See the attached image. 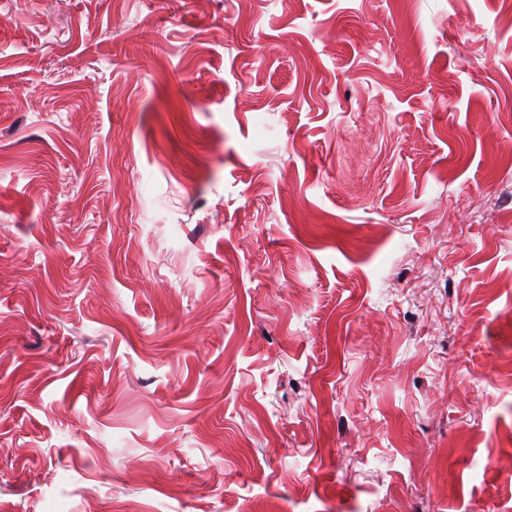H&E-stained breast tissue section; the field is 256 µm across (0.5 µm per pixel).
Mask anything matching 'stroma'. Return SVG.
<instances>
[{
	"mask_svg": "<svg viewBox=\"0 0 512 512\" xmlns=\"http://www.w3.org/2000/svg\"><path fill=\"white\" fill-rule=\"evenodd\" d=\"M505 0H0V512H512Z\"/></svg>",
	"mask_w": 512,
	"mask_h": 512,
	"instance_id": "obj_1",
	"label": "stroma"
}]
</instances>
